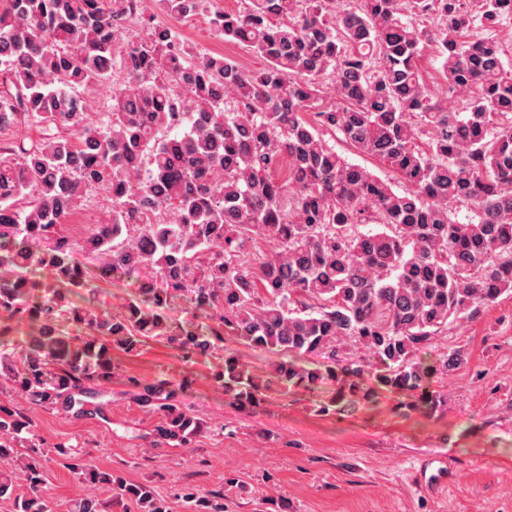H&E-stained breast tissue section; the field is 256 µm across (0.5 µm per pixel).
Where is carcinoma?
Returning <instances> with one entry per match:
<instances>
[{"mask_svg": "<svg viewBox=\"0 0 512 512\" xmlns=\"http://www.w3.org/2000/svg\"><path fill=\"white\" fill-rule=\"evenodd\" d=\"M134 2L10 0L0 11V132L43 125L37 141H0V315L37 323L23 345L0 329V381L27 405L0 403V499L14 512H53L42 493L50 449L32 413L99 396L114 349L163 339L215 358L214 381L248 408L269 382L224 346V331L279 355L272 376L285 389L342 372L354 394L363 369L336 361L355 340L380 385L434 406L417 352L512 292V66L491 36L512 19V0H250L214 13L224 39L266 59L259 70L203 52ZM204 3L157 0L174 17ZM130 20L140 35L119 49ZM429 53L458 108L426 84ZM116 70L112 113L95 119L78 88ZM326 132L405 188L338 154ZM101 187L108 218L72 236L67 218ZM462 207L473 213L465 222ZM264 240L276 248L258 259ZM88 262L104 278L135 279L144 297L114 312L72 305ZM35 265L52 282L29 278ZM175 298L189 305L179 321L168 314ZM62 320L79 335L61 333ZM130 384L157 418V443L184 447L208 429L183 401L185 384ZM71 473L112 490L115 505L170 512L153 487L89 460ZM177 497L191 512H225L221 493L187 485ZM103 508L85 496L69 512Z\"/></svg>", "mask_w": 512, "mask_h": 512, "instance_id": "obj_1", "label": "carcinoma"}]
</instances>
